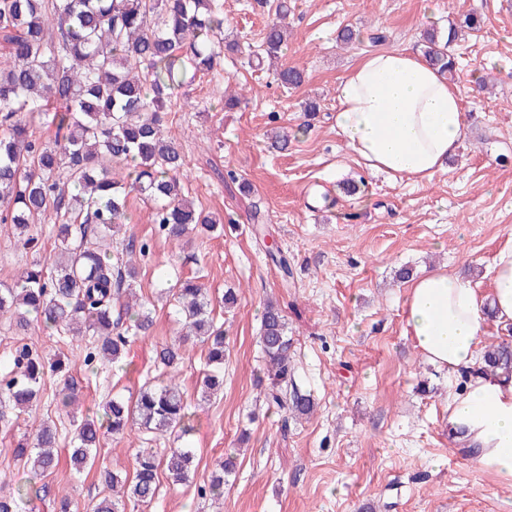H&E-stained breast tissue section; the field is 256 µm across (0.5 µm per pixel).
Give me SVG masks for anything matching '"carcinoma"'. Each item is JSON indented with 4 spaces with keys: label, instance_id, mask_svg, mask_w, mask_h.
I'll list each match as a JSON object with an SVG mask.
<instances>
[{
    "label": "carcinoma",
    "instance_id": "1",
    "mask_svg": "<svg viewBox=\"0 0 512 512\" xmlns=\"http://www.w3.org/2000/svg\"><path fill=\"white\" fill-rule=\"evenodd\" d=\"M288 0H277L274 18L247 64L281 58ZM458 27L447 36L425 31L423 55L440 71L453 75L452 44ZM0 224H10L27 248L38 247L31 225L51 219L58 253L51 270L27 268L0 289V325L24 328L32 322L59 336H88L81 351L87 367L121 360L133 336L153 326V308L133 304L137 268L133 252L144 257V240L119 242L114 231L126 223L127 201L137 192L155 204L153 223L172 242L203 237L224 218L194 206L183 191L180 173L185 159L164 134L168 114L177 111L178 89L188 78L206 76L240 53L235 40L224 38V10L219 0H0ZM284 88L305 81L302 70L283 65L276 71ZM54 127L53 143L35 135L42 124ZM173 312L182 334L157 355L158 375L132 401L114 397L81 417L69 449L72 472L92 468L102 430L113 436L138 430L147 441L192 430L193 412L174 371L187 347H207L208 372L201 401L224 387V325L212 316L207 290L193 279L172 287ZM124 315L112 317L113 306ZM259 343L264 372L257 386L266 400L294 419L314 411L311 394L294 383L292 338L278 306L266 303ZM487 369L512 370V346L497 344L483 353ZM0 379V406L25 410L40 397L48 373L64 371L59 359L48 360L26 345L7 355ZM60 435L43 423L33 444L13 451L27 478L13 496L0 497V512H21V505L42 499L43 478L59 464ZM194 455L188 448L139 449L133 475L104 472L112 495L91 512H126L131 501L149 504L158 494L160 469L177 483L190 478ZM235 471L233 457L219 463L200 495L221 497Z\"/></svg>",
    "mask_w": 512,
    "mask_h": 512
}]
</instances>
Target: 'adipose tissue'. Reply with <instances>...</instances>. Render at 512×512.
<instances>
[{"instance_id":"ef3b65f1","label":"adipose tissue","mask_w":512,"mask_h":512,"mask_svg":"<svg viewBox=\"0 0 512 512\" xmlns=\"http://www.w3.org/2000/svg\"><path fill=\"white\" fill-rule=\"evenodd\" d=\"M336 129L372 170L431 179L457 154L461 101L447 75L400 49L374 52L337 89ZM490 292L445 270L408 285L404 331L429 363L461 381L448 390V435L479 468L512 486V371L485 369L489 320L512 326V238L493 260Z\"/></svg>"}]
</instances>
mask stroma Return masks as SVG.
<instances>
[{
  "label": "stroma",
  "instance_id": "1",
  "mask_svg": "<svg viewBox=\"0 0 512 512\" xmlns=\"http://www.w3.org/2000/svg\"><path fill=\"white\" fill-rule=\"evenodd\" d=\"M229 38L257 46L272 18L255 0H223ZM283 63L303 70L296 89L278 85L269 68H251L242 54H225L218 72L186 87L188 103L171 113L165 134L187 164L186 195L224 217L223 230L178 247L153 224L150 202L131 195L127 234L151 245L138 265L137 292L155 307L149 334L134 339L115 366L89 371L77 344L52 331L0 328V357L16 345L69 362L82 409L102 408L113 395H136L158 351L177 326L164 283L193 278L213 300L226 333L224 392L198 403L206 349L190 347L181 365L183 390L194 405L193 430L182 446L195 454L188 482L161 477L159 496L127 512H512V486L464 458L448 438V376L424 361L403 328L410 277L443 269L479 280L490 291L492 262L512 236V0H289ZM479 31L459 41L452 86L465 113L458 153L431 180L416 182L373 172L353 154L335 124L337 87L367 55L388 49L420 51L427 29L447 32L466 15ZM351 25L360 40L337 43ZM247 102L229 110L224 95ZM318 105L307 116L304 105ZM287 134L272 148L270 135ZM234 172L236 183L225 179ZM249 191H242V184ZM49 220L32 227L40 249L17 243L0 224V283L27 264L55 259ZM276 243L287 256L283 277L266 253ZM232 292L236 301L224 307ZM279 305L293 339L295 382L316 407L301 421H284L255 382L262 373L258 343L266 301ZM60 384L47 375L32 411L0 425V495L23 483L13 448L31 441L40 422L54 423L61 443L75 425L57 400ZM136 435L105 436L95 464L72 474L61 458L45 478L34 512H55L69 499L89 512L108 495L99 473H132ZM236 468L224 496H201L221 458Z\"/></svg>",
  "mask_w": 512,
  "mask_h": 512
}]
</instances>
